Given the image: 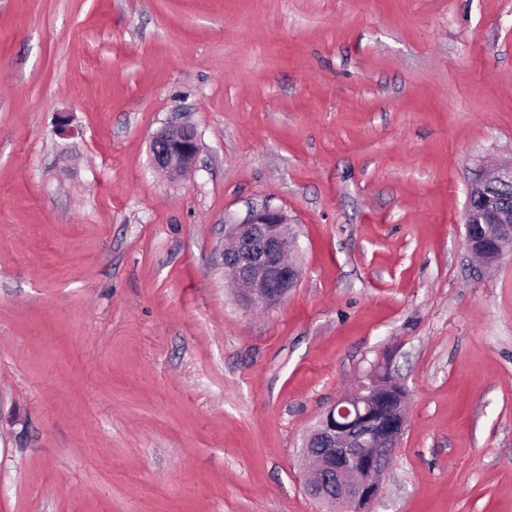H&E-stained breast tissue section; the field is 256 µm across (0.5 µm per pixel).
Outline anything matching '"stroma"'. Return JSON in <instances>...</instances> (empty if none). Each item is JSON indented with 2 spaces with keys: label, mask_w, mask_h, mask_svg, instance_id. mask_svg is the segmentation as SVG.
I'll return each mask as SVG.
<instances>
[{
  "label": "stroma",
  "mask_w": 512,
  "mask_h": 512,
  "mask_svg": "<svg viewBox=\"0 0 512 512\" xmlns=\"http://www.w3.org/2000/svg\"><path fill=\"white\" fill-rule=\"evenodd\" d=\"M482 160H512V0H0V512H329L301 449L374 361L409 394L374 512H512ZM264 204L302 275L248 312L224 224ZM150 152L153 168L170 175H181L197 159L198 133L192 125L169 123L152 137Z\"/></svg>",
  "instance_id": "obj_1"
}]
</instances>
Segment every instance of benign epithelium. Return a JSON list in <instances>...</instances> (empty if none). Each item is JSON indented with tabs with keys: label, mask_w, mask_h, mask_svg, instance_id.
I'll return each instance as SVG.
<instances>
[{
	"label": "benign epithelium",
	"mask_w": 512,
	"mask_h": 512,
	"mask_svg": "<svg viewBox=\"0 0 512 512\" xmlns=\"http://www.w3.org/2000/svg\"><path fill=\"white\" fill-rule=\"evenodd\" d=\"M151 164L180 175L199 153V137L189 124L169 123L150 143ZM491 183L512 186V163L491 177L477 176L468 186L464 210L465 242L475 255L497 262L512 242V211L497 208L486 194ZM297 249V234L286 215L267 204L229 223L223 250L224 277L246 310L272 308L296 287L300 268L287 255ZM408 393L388 370L373 365L365 378L336 400L307 437L322 447L303 454L308 492L334 506L351 503L372 512L382 479L405 427Z\"/></svg>",
	"instance_id": "7a95c632"
}]
</instances>
